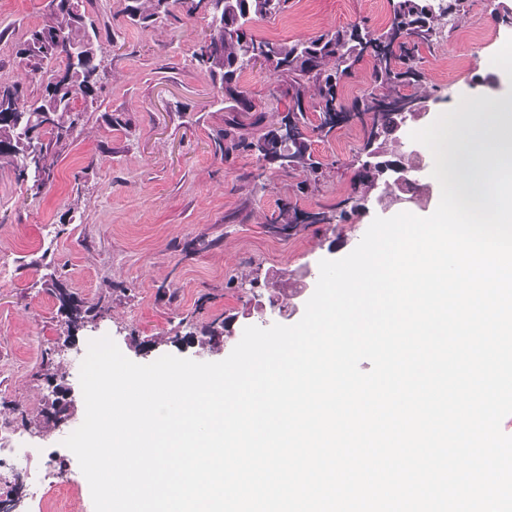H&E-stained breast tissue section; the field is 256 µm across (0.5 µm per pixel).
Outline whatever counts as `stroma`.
I'll return each mask as SVG.
<instances>
[{
    "label": "stroma",
    "instance_id": "1",
    "mask_svg": "<svg viewBox=\"0 0 512 512\" xmlns=\"http://www.w3.org/2000/svg\"><path fill=\"white\" fill-rule=\"evenodd\" d=\"M498 0H472L451 36L423 50L428 110L424 128L461 97L481 104L512 94L498 63L512 48V27L496 23ZM47 0H0V82L28 97L43 85L30 79L15 55L28 30L47 20ZM101 31L97 102L81 132L57 160L52 182L38 196L26 193L12 171L0 168V446L30 448L18 470L0 469V500L14 475L24 482L49 468L63 486L45 484L46 496L66 512H94L90 487L64 439L80 426L85 405L80 367L90 340L110 337L130 360L147 364L164 355L198 362L229 356L245 327L292 325L314 292L321 260L349 254L374 217L434 212L439 200L394 204L339 224H318L296 236L273 235L267 224L281 201L304 211H330L346 198L351 163L360 153L357 126L337 128L312 149L331 166L314 193L267 170L258 182L255 157L226 161L214 153L224 127L218 93L192 54L206 34L203 14L180 7L141 27L123 9L126 0H85ZM390 20L387 0H292L285 14L251 23L257 37L306 40L362 22L375 29ZM241 85L267 104L265 126L286 111L287 96H273L275 79L264 66L246 70ZM78 298L107 296L97 330L68 331L54 283ZM224 323L221 343L201 345L213 320ZM70 341L61 356L70 390L66 426L34 435L25 420L51 404L53 385L40 377L44 351Z\"/></svg>",
    "mask_w": 512,
    "mask_h": 512
}]
</instances>
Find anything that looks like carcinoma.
<instances>
[{
	"label": "carcinoma",
	"mask_w": 512,
	"mask_h": 512,
	"mask_svg": "<svg viewBox=\"0 0 512 512\" xmlns=\"http://www.w3.org/2000/svg\"><path fill=\"white\" fill-rule=\"evenodd\" d=\"M179 4L188 15L203 11L207 31L232 21L245 30L247 41L224 40L219 56L206 69L213 84L220 89L228 118L224 132L215 143L221 158L248 153L257 158L256 180L266 170L267 153L275 150V129L263 126L264 111L243 90L239 78L253 67L251 59L259 50L281 92L288 96V119L294 137L288 143V168L277 169L284 177L305 176L298 188H315L325 178L323 164L312 152L314 139L326 138L336 128L352 120L361 125V151L370 150L382 159L403 169L414 167L410 155L388 148L393 132L402 121V109L409 102L423 98L418 86L423 73L421 50L438 41L443 28L453 30L455 21L467 11L469 0H388L390 23L374 30L365 24L327 30L307 39L277 42L256 38L251 21L275 18L288 10L289 0H127L124 12L133 21L149 26L170 13L169 2ZM83 0H49L51 24L27 32L16 44V57L31 78H41L48 67L61 62L57 71L72 74L73 93L70 103L62 104L44 89L36 99L21 97L13 86L0 85V165L13 171L27 190L39 194L53 177L60 150L77 133L81 112L75 101L96 103L99 79L98 50L100 30L95 20L82 10ZM373 61L369 90L345 103L340 96L344 82L351 78L365 58ZM318 113L312 121L308 113ZM41 129L32 139L29 131ZM386 175L376 165L359 164L354 171L351 193L344 200L349 209L335 216L327 211L306 212L285 201L269 223L270 232L292 237L314 224H330L360 213L355 202L372 196ZM59 310L65 315L68 330L75 331L101 317L108 310L104 299L86 302L57 289Z\"/></svg>",
	"instance_id": "obj_1"
}]
</instances>
